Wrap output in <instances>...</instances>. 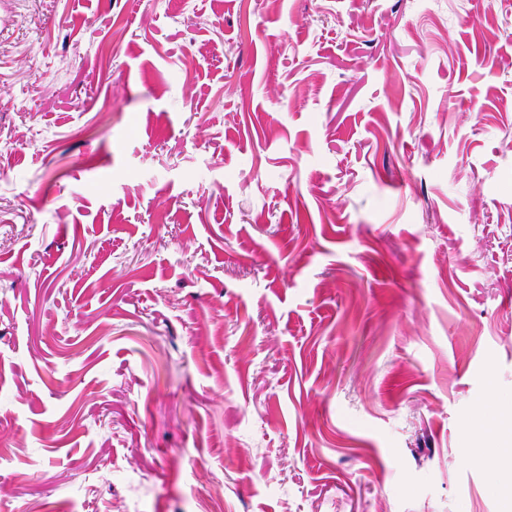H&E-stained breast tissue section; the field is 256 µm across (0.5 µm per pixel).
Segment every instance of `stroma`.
Returning a JSON list of instances; mask_svg holds the SVG:
<instances>
[{
  "label": "stroma",
  "instance_id": "stroma-1",
  "mask_svg": "<svg viewBox=\"0 0 512 512\" xmlns=\"http://www.w3.org/2000/svg\"><path fill=\"white\" fill-rule=\"evenodd\" d=\"M512 0H0V512H501ZM482 432L487 435L494 436L500 443L497 448L495 459L500 455H510L512 457V410L505 409L503 412L498 411L496 415L478 426ZM510 430V442L507 434ZM510 445V446H509Z\"/></svg>",
  "mask_w": 512,
  "mask_h": 512
}]
</instances>
